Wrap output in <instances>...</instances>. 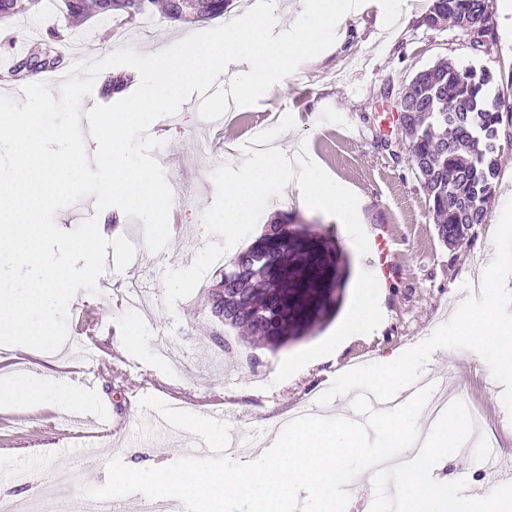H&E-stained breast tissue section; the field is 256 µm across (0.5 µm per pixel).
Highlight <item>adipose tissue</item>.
Masks as SVG:
<instances>
[{
    "label": "adipose tissue",
    "instance_id": "ef3b65f1",
    "mask_svg": "<svg viewBox=\"0 0 512 512\" xmlns=\"http://www.w3.org/2000/svg\"><path fill=\"white\" fill-rule=\"evenodd\" d=\"M288 188L295 190L308 205L342 214L349 213L352 208L350 198L337 183L302 162L299 152H291L280 146L251 165L247 177L225 184V224L237 226L250 223L258 203H269ZM379 292L376 279L364 283L359 301L340 324L337 339L318 347L314 352L315 357L332 356L339 350L341 340L369 330L372 308ZM90 402V395L77 381L47 370L0 377V405L33 407L50 404L68 411L89 405Z\"/></svg>",
    "mask_w": 512,
    "mask_h": 512
}]
</instances>
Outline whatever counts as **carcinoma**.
Instances as JSON below:
<instances>
[{
  "mask_svg": "<svg viewBox=\"0 0 512 512\" xmlns=\"http://www.w3.org/2000/svg\"><path fill=\"white\" fill-rule=\"evenodd\" d=\"M43 0H0V21L42 9ZM60 12L71 26L97 16L122 25L161 9L174 23H201L224 15L230 0H60ZM489 0H432L427 26L449 19L483 25V35L495 39L486 26ZM64 51L48 46L17 58L13 80L24 82L61 66ZM497 75L471 66L459 69L446 60L419 73L401 99V132L408 154L428 196L438 235L445 245L465 238L475 224L485 223L498 175L500 142L512 145V109L502 110L491 96ZM131 79L116 76L101 86L102 96L123 93ZM298 220L282 212L269 228L239 252L224 269L229 313L224 325L241 338L278 349L310 331L336 305L335 249L321 237L297 228L280 229Z\"/></svg>",
  "mask_w": 512,
  "mask_h": 512,
  "instance_id": "1",
  "label": "carcinoma"
}]
</instances>
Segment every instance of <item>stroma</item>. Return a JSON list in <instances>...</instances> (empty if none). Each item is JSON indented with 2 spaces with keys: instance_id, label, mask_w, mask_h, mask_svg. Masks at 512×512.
Listing matches in <instances>:
<instances>
[{
  "instance_id": "35a3bbf8",
  "label": "stroma",
  "mask_w": 512,
  "mask_h": 512,
  "mask_svg": "<svg viewBox=\"0 0 512 512\" xmlns=\"http://www.w3.org/2000/svg\"><path fill=\"white\" fill-rule=\"evenodd\" d=\"M431 0H404L401 19L385 28L376 10L344 19L330 49L302 63L281 87L263 95L256 105L236 108L223 131H208L191 103L163 126L162 151L169 164L167 181L178 182L186 207L174 208L169 219L171 238L161 252L142 253L132 268L155 264L159 273L150 289L157 301L150 314L134 315L126 307L129 274L107 267L109 295L78 291L76 300L94 309L98 318L96 351L106 365L92 390L87 412L92 422L51 406H0V502L15 512L43 498L55 470H91V485H103L105 466L112 457L123 462L150 461L163 467L181 458V440L150 436L140 421L139 401L153 395L168 405L184 400L186 412L206 416V401H221L230 432L249 440L260 437L272 446L278 437L272 421L289 408L320 398L337 376L354 363L370 364L397 351L415 347L448 322V306L463 283L472 282V262L493 253V234L499 210L512 196V145L499 153L495 194L485 223L472 227L454 247L442 243L433 222L427 194L407 161L401 133L397 95L420 71L441 60L460 67H487L498 74L512 71V36L503 28L498 6H491L489 23L497 40L490 50L473 51L465 26L450 21L442 27L425 25ZM206 23L171 25L157 18L153 27L139 28L137 52L169 48L181 33L221 26ZM113 22L91 19L70 30L59 11H44L0 27V38L11 37L33 50L47 41L48 30L65 36L64 67L90 50L103 58L117 50ZM283 114L291 148L303 153L355 198L354 219L369 238L388 240V262L372 332L345 343L336 358L306 363L305 358L336 331V326L359 298L363 279L370 275L376 247L359 251L349 245L346 230L335 213L304 204L296 191L284 192L274 205L258 209L252 223L228 229L224 222L222 183L245 175L247 162L256 160L255 137L270 132V116ZM222 155L218 178L207 172L184 173L180 165L195 146ZM298 213L309 230L331 238L336 248V271L346 284L336 294V307L313 331L279 350L234 343L224 348L223 323L212 314V296L221 280L209 268L205 248L221 243L225 260H232L245 243H252L276 214ZM139 319L144 340L130 348L122 339L131 319ZM171 345L176 359L158 357L156 349ZM458 364L463 372L455 383L466 407H490L500 425L499 448L512 461V417L502 402L503 385L478 360L436 351L430 372ZM265 374L256 383V374Z\"/></svg>"
}]
</instances>
